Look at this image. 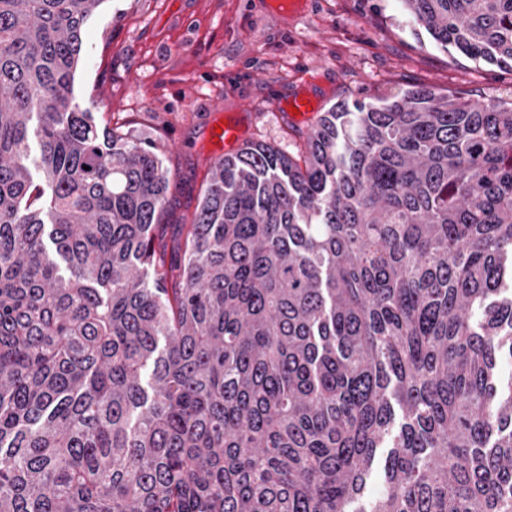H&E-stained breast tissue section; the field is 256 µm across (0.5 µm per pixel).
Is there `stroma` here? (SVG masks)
<instances>
[{"label":"stroma","mask_w":512,"mask_h":512,"mask_svg":"<svg viewBox=\"0 0 512 512\" xmlns=\"http://www.w3.org/2000/svg\"><path fill=\"white\" fill-rule=\"evenodd\" d=\"M273 2L104 0L84 28L76 98L154 142L175 184L163 223L192 222L218 116L293 155L311 123L272 99L303 94L322 113L421 86L485 103L512 96V71L437 45L399 0Z\"/></svg>","instance_id":"1"}]
</instances>
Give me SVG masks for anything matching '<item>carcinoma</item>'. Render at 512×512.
Returning a JSON list of instances; mask_svg holds the SVG:
<instances>
[{
  "mask_svg": "<svg viewBox=\"0 0 512 512\" xmlns=\"http://www.w3.org/2000/svg\"><path fill=\"white\" fill-rule=\"evenodd\" d=\"M102 2L0 0V512H512V102L333 108L162 224L76 102ZM401 3L512 68V0Z\"/></svg>",
  "mask_w": 512,
  "mask_h": 512,
  "instance_id": "cac0c4a2",
  "label": "carcinoma"
}]
</instances>
